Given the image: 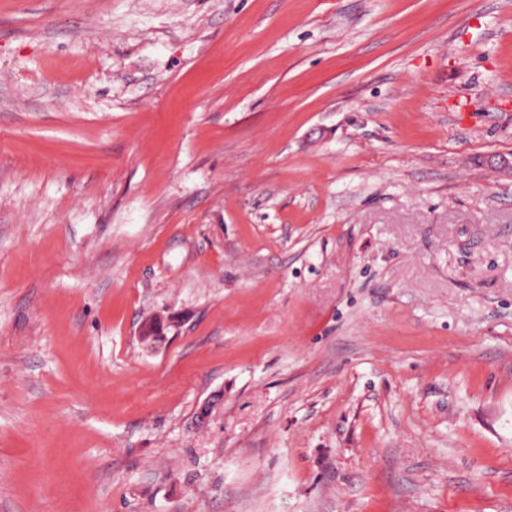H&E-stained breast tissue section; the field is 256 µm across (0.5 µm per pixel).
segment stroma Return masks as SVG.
Listing matches in <instances>:
<instances>
[{"mask_svg":"<svg viewBox=\"0 0 512 512\" xmlns=\"http://www.w3.org/2000/svg\"><path fill=\"white\" fill-rule=\"evenodd\" d=\"M498 154L512 0H0V512H512Z\"/></svg>","mask_w":512,"mask_h":512,"instance_id":"obj_1","label":"stroma"}]
</instances>
